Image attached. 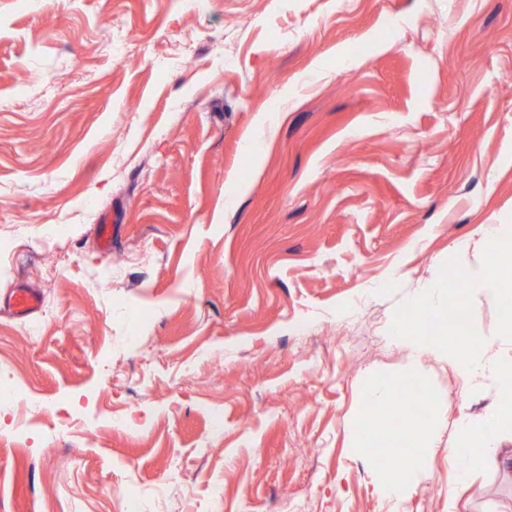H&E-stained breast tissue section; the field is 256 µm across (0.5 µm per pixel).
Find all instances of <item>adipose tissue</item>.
I'll use <instances>...</instances> for the list:
<instances>
[{
	"label": "adipose tissue",
	"mask_w": 512,
	"mask_h": 512,
	"mask_svg": "<svg viewBox=\"0 0 512 512\" xmlns=\"http://www.w3.org/2000/svg\"><path fill=\"white\" fill-rule=\"evenodd\" d=\"M479 259L467 271V277L477 288L480 302L499 305L512 292V234L504 232L502 225L491 226L478 245ZM405 343L415 356L430 355L444 358L455 368L465 387L479 389L485 376H492L500 391L501 402L480 423L459 417L456 457L475 464L493 462L498 468H512V449L497 448L487 451V439L504 423H512V356L505 355L487 364L481 349L487 345L486 337L477 334L467 319H460L450 341L440 343L423 336L406 337ZM405 396L399 383H376L365 397L366 409L360 417L359 447L382 455L374 477L377 485L387 494L397 495L407 488L414 471L422 459L417 451L429 447L434 434L432 420L409 416L402 406ZM393 413L406 420L402 430L381 428L379 413Z\"/></svg>",
	"instance_id": "ef3b65f1"
}]
</instances>
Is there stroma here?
<instances>
[{
	"instance_id": "obj_1",
	"label": "stroma",
	"mask_w": 512,
	"mask_h": 512,
	"mask_svg": "<svg viewBox=\"0 0 512 512\" xmlns=\"http://www.w3.org/2000/svg\"><path fill=\"white\" fill-rule=\"evenodd\" d=\"M488 224L512 225V0H0V295L43 299L0 309L29 395L0 396V512H123L107 480L140 512H512V473L450 453L494 379L466 395L394 339ZM404 375L438 433L396 501L356 437ZM15 313L21 317H30L42 306V296L34 288H16L9 296Z\"/></svg>"
}]
</instances>
